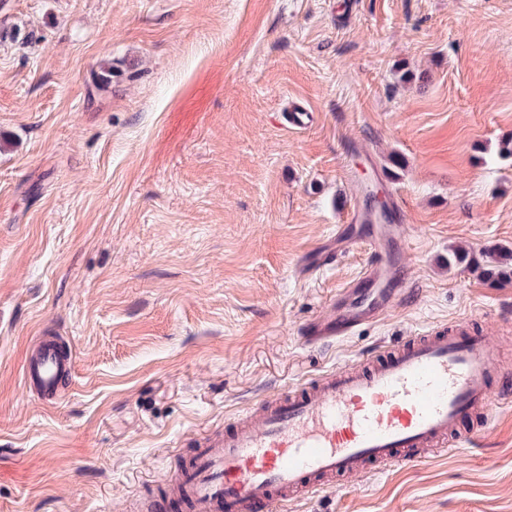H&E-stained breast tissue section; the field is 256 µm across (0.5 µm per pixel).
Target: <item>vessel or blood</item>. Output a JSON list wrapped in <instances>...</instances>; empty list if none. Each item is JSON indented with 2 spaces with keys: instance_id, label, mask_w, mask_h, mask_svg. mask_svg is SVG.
<instances>
[{
  "instance_id": "obj_1",
  "label": "vessel or blood",
  "mask_w": 512,
  "mask_h": 512,
  "mask_svg": "<svg viewBox=\"0 0 512 512\" xmlns=\"http://www.w3.org/2000/svg\"><path fill=\"white\" fill-rule=\"evenodd\" d=\"M310 252L301 273L336 255L363 248L369 260L356 281L331 301L327 314L299 330L304 346L325 348L360 327L380 322L400 294L404 273L395 257L405 225L363 224ZM72 360L56 337H38L27 350V388L54 405L65 396ZM512 410V361L484 335L455 321L375 348L354 363L296 384L266 402L255 422L225 423L202 438L182 470L168 480L167 498L152 512L178 502L185 512H272L291 495L324 491V479L385 471L424 451L458 453L487 434L495 411Z\"/></svg>"
}]
</instances>
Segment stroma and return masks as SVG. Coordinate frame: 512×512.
I'll use <instances>...</instances> for the list:
<instances>
[{"label": "stroma", "mask_w": 512, "mask_h": 512, "mask_svg": "<svg viewBox=\"0 0 512 512\" xmlns=\"http://www.w3.org/2000/svg\"><path fill=\"white\" fill-rule=\"evenodd\" d=\"M510 138L512 0H0V512H142L201 435L437 324L512 355V281L448 264L512 251ZM385 174L403 293L304 347L368 254L299 267ZM46 332L54 408L21 383ZM279 512H512V412ZM72 371V359L54 336H39L27 350L22 377L28 389L37 391L45 403L54 405L65 396Z\"/></svg>", "instance_id": "1"}]
</instances>
